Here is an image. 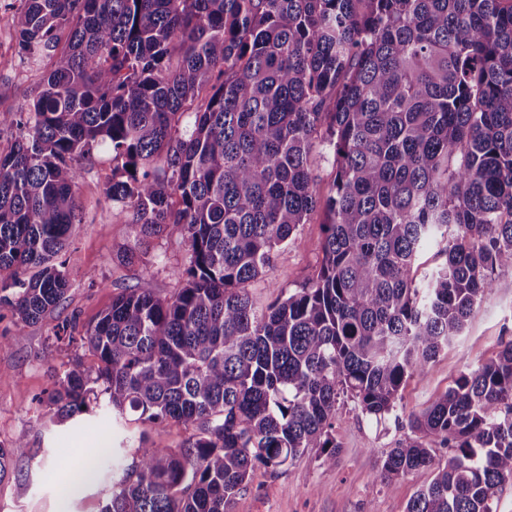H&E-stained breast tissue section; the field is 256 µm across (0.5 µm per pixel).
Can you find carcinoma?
Listing matches in <instances>:
<instances>
[{
	"instance_id": "1",
	"label": "carcinoma",
	"mask_w": 512,
	"mask_h": 512,
	"mask_svg": "<svg viewBox=\"0 0 512 512\" xmlns=\"http://www.w3.org/2000/svg\"><path fill=\"white\" fill-rule=\"evenodd\" d=\"M14 23L40 80L0 154V305L28 323L65 298L69 160L98 147L129 210L122 262L163 235L187 245L182 287L118 294L82 336L96 375L76 362L46 399L60 422L102 399L188 432L175 448L140 437L103 512H234L258 466L310 448L335 465L338 399L385 420L512 270V0H24ZM317 216L319 266L257 308L250 287ZM408 424L382 481L437 473L406 512H495L512 340ZM26 453L0 447V481Z\"/></svg>"
}]
</instances>
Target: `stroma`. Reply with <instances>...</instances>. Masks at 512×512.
<instances>
[{
	"label": "stroma",
	"instance_id": "35a3bbf8",
	"mask_svg": "<svg viewBox=\"0 0 512 512\" xmlns=\"http://www.w3.org/2000/svg\"><path fill=\"white\" fill-rule=\"evenodd\" d=\"M14 44L13 13L0 9L2 154L14 141L13 113L26 106L39 80L38 73L20 62ZM71 164L81 173L75 201L82 222L61 259L78 277L63 305L38 321L17 325L8 317L0 320V446L7 448L18 440L27 446L26 455L11 460L8 477L0 482V512H101L113 481L131 462L139 436L167 448L186 436L175 423L158 429L113 418L111 408L103 404L90 405L74 419L59 423L37 402L72 363L96 369L98 360L81 336L122 289L146 277L164 298L182 286L176 271L186 246L178 236L156 239L135 265L121 262L129 214L103 194L112 177L111 153L100 148L93 161L77 156ZM299 237L300 246L280 250L273 268L252 286L257 306L300 286L319 264L320 220L302 225ZM495 279V288L482 297L461 335L438 354L426 374L405 381L403 408L397 415L378 423L355 410L351 399L340 398L335 466H323L315 448L281 473L256 468L253 487L238 497L235 512H405L434 472L421 469L383 484L382 453L409 436V412L425 408L463 373L495 358L501 341L512 339V271L496 272Z\"/></svg>",
	"mask_w": 512,
	"mask_h": 512
}]
</instances>
